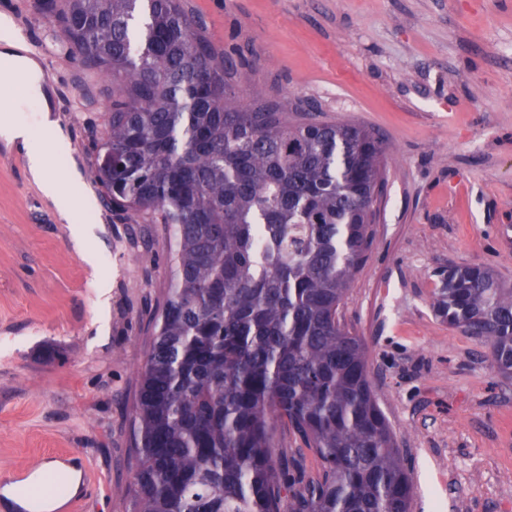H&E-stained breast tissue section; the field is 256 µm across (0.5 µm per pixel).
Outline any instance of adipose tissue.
Listing matches in <instances>:
<instances>
[{"label":"adipose tissue","mask_w":512,"mask_h":512,"mask_svg":"<svg viewBox=\"0 0 512 512\" xmlns=\"http://www.w3.org/2000/svg\"><path fill=\"white\" fill-rule=\"evenodd\" d=\"M0 72L8 74L15 93L0 100V137L20 144L27 151L28 171L44 195L56 206L65 220H72L74 206L85 201L83 184L77 179L61 181L52 171L49 155L35 142L32 129L11 117L10 112L23 100L45 101L42 72L27 43L11 30L7 19H0Z\"/></svg>","instance_id":"1"}]
</instances>
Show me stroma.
Masks as SVG:
<instances>
[{
    "label": "stroma",
    "mask_w": 512,
    "mask_h": 512,
    "mask_svg": "<svg viewBox=\"0 0 512 512\" xmlns=\"http://www.w3.org/2000/svg\"><path fill=\"white\" fill-rule=\"evenodd\" d=\"M260 97L374 129L386 146L373 242L340 317L413 482L410 512H512V378L432 307L436 272L512 288V0H184ZM34 51L91 208L97 265L0 139V477L76 449L87 512H127L134 393L169 281L168 234L107 208L95 144L112 79L81 67L39 0H0Z\"/></svg>",
    "instance_id": "obj_1"
}]
</instances>
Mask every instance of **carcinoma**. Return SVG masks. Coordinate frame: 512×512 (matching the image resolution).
I'll list each match as a JSON object with an SVG mask.
<instances>
[{
    "label": "carcinoma",
    "instance_id": "carcinoma-1",
    "mask_svg": "<svg viewBox=\"0 0 512 512\" xmlns=\"http://www.w3.org/2000/svg\"><path fill=\"white\" fill-rule=\"evenodd\" d=\"M82 66L109 73L105 205L168 226L170 284L135 391L129 512H409L413 486L338 313L371 244L384 141L248 103L183 0H41ZM434 310L512 375V288L440 271ZM322 474L276 453L275 423Z\"/></svg>",
    "mask_w": 512,
    "mask_h": 512
}]
</instances>
